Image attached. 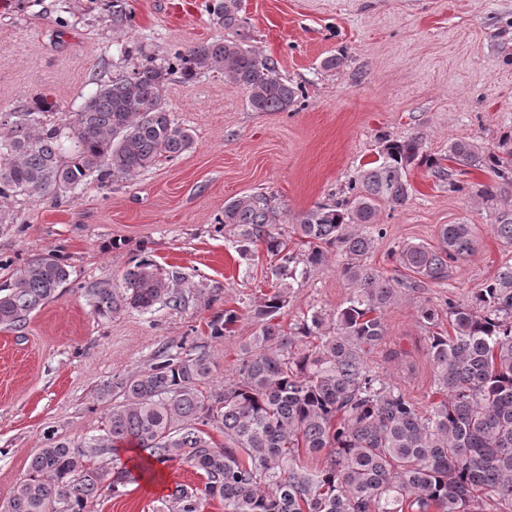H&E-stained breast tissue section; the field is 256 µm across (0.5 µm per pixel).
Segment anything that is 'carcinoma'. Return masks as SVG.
<instances>
[{"label": "carcinoma", "instance_id": "1", "mask_svg": "<svg viewBox=\"0 0 512 512\" xmlns=\"http://www.w3.org/2000/svg\"><path fill=\"white\" fill-rule=\"evenodd\" d=\"M213 15L227 29L242 27L238 0H217ZM123 0H112V26L131 25ZM218 70L248 92L255 112H286L303 89L279 76L273 60L232 40L207 41L151 57L97 85L71 119L53 118L56 105L0 115V198L38 195L59 205L91 182L130 179L163 159L193 148L190 128L176 122L166 98L175 75L190 79ZM446 168L423 153L418 138H384L376 161L352 176L343 195L321 203L295 225L302 255L276 232L280 217L270 197L256 193L224 204L219 228L258 242L280 256L271 293L255 301L257 329L242 348L233 377L210 384L208 355L172 351L138 374L103 385L111 402L103 434L88 440L48 439L33 455L28 478L10 499V512H86L106 488L120 489L153 475L155 465L178 461L202 483L179 484L159 512H202L220 499L224 512H512V263L499 268L472 297L448 301L452 333L434 332L428 351L441 399L422 411L371 370L382 344V312L403 288L448 279L453 264L476 242V225L444 224L435 245H409L388 277L366 264L380 204L403 205L411 193L409 167L429 169L448 190L476 197L495 215L490 232L512 249V131L491 148L448 143ZM468 167L496 177L471 186ZM351 293L329 319L314 312L283 325L286 279L325 266L335 256ZM68 265L56 254L37 255L0 286V326L22 328L29 316L68 284ZM185 278L141 256L115 282L85 289L93 311L178 310L187 303ZM419 322L439 327V310L421 305ZM239 315L209 325L218 339ZM224 436L217 443L211 431ZM120 448L144 452L134 468L117 461ZM325 454L318 469L305 456Z\"/></svg>", "mask_w": 512, "mask_h": 512}]
</instances>
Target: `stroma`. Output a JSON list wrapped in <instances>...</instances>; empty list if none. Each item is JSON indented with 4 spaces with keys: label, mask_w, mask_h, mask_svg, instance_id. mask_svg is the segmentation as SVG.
<instances>
[{
    "label": "stroma",
    "mask_w": 512,
    "mask_h": 512,
    "mask_svg": "<svg viewBox=\"0 0 512 512\" xmlns=\"http://www.w3.org/2000/svg\"><path fill=\"white\" fill-rule=\"evenodd\" d=\"M213 0H126L134 20L112 26V0H0V114L46 97L61 116L113 72L132 70L126 48L166 58L174 49L239 40L274 60L305 97L290 112H255L246 90L219 72L176 79L167 98L189 127L193 149L133 179L90 184L56 206L38 196L0 199V283L37 254L60 255L71 283L21 329L0 327V504L29 473L45 436L101 435L107 404L98 393L145 370L159 349L204 346L213 382L230 377L256 329L249 310L272 281L276 257L263 245L240 255L236 236L216 227L226 201L256 191L273 196L278 230L342 195L349 178L378 158L380 139L419 137L424 153L448 154L453 139L488 147L512 128V0H240L242 28L214 21ZM337 56V68L323 61ZM409 200L381 205L386 234L368 264L394 275V251L436 244L444 224H473V250L442 285L402 290L384 312L386 335L370 366L420 409L439 396L428 355L430 331L418 306L445 310L512 259L489 230L490 212L421 166H411ZM146 250L189 287L179 311L95 315L83 287L120 275ZM350 293L338 264L297 279L283 323L333 313ZM240 316L224 337L210 321ZM185 463L161 466L157 481L101 491L89 512H156L177 484H200Z\"/></svg>",
    "instance_id": "1"
}]
</instances>
